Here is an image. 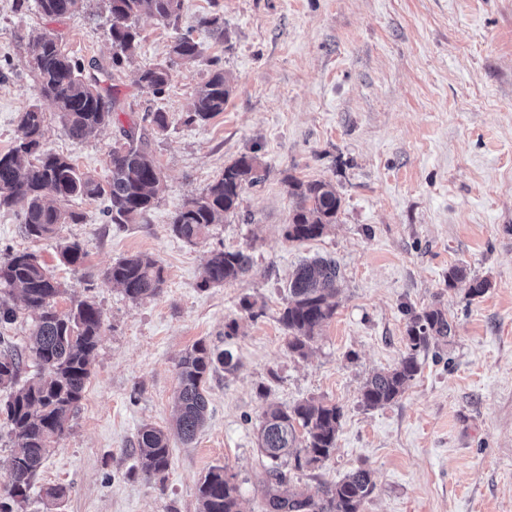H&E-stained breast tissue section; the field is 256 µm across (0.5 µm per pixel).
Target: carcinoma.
Here are the masks:
<instances>
[{
  "label": "carcinoma",
  "instance_id": "carcinoma-1",
  "mask_svg": "<svg viewBox=\"0 0 512 512\" xmlns=\"http://www.w3.org/2000/svg\"><path fill=\"white\" fill-rule=\"evenodd\" d=\"M41 14L61 19L75 11L81 0H36ZM112 25L109 37L115 52L112 65L121 66L134 53L139 32L134 20L148 14L162 21L179 20L184 0H109ZM201 46L190 35L176 38L171 55L179 61L197 59ZM30 64L39 94L50 99L69 137L74 141L112 123L115 100L85 76V67L62 52L59 38L44 32L28 42ZM171 73L169 65L158 64L143 70L139 83L158 96L165 93ZM233 88V78L222 70L194 93L186 121L206 122L224 111ZM44 112L36 105L21 113L15 146L0 154V207L21 205L24 233L32 238H51L61 224L75 223L79 214L61 206L72 198L107 196V217L113 224H135L154 205L162 176L147 141L124 132L125 143L112 147L109 175L105 182L77 170L71 160L42 148ZM257 157L242 155L209 185L206 191L188 200L175 214L171 232L178 239L196 244L224 214L239 206L245 183L258 180ZM297 202L288 224L286 238L306 241L322 236L336 223L341 200L332 183L313 181L293 184ZM86 253L78 242L65 244L61 260L68 265L83 263ZM251 257L242 251H214L208 259L201 287L209 288L239 279L250 271ZM106 279L119 286L133 301L156 296L163 284L158 261L146 254L118 259L106 272ZM339 270L336 261L313 258L299 265L288 286V302L281 322L288 331V349L301 357L317 331L336 313ZM450 281L469 282V294L482 295L489 282L471 278L464 267H454ZM20 292L33 328L30 351L43 376L11 394L0 413L6 414L9 434L16 451L11 461L9 501H0V512H19L27 491L49 453L50 443L67 428L78 409L89 379L91 357L97 348L103 325L100 308L92 300H82L63 313L55 308L62 285L51 276L38 258L16 252L0 262V292ZM453 327L440 309H430L412 319L408 329V351L398 365L374 374L361 390V402L377 408L396 401L419 372L418 354L431 342L452 335ZM235 368L228 351H216L205 342L196 343L178 363L177 416L175 431L191 442L208 415L206 384L218 368ZM20 371L19 355L10 349L0 354V386H14ZM341 409L321 400H308L284 410L263 411L258 450L269 461L292 456L295 467L319 462L336 448ZM304 431V451L296 450V428ZM140 469L147 475H162L170 467L168 433L145 425L134 443ZM375 490L371 473L364 469L326 487L319 498L283 494L267 488V512H362ZM200 512H240L238 487L224 467H213L198 487Z\"/></svg>",
  "mask_w": 512,
  "mask_h": 512
}]
</instances>
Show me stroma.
<instances>
[{
  "label": "stroma",
  "instance_id": "35a3bbf8",
  "mask_svg": "<svg viewBox=\"0 0 512 512\" xmlns=\"http://www.w3.org/2000/svg\"><path fill=\"white\" fill-rule=\"evenodd\" d=\"M220 16L222 33L205 18ZM109 0H83L45 18L35 0H0V152L15 143L31 105L46 114L42 145L97 179L124 131L146 136L164 190L136 224H112L105 202L75 198L78 223L49 239L22 234L20 206L0 208V259L34 254L64 291L58 311L90 298L103 327L78 411L54 443L22 512H198V487L214 466L238 487L240 512H265L267 462L257 432L268 405L315 399L340 407L336 448L321 462L283 464L293 490L370 470L375 490L363 512H512V0H184L178 22L136 19L140 43L120 67ZM56 34L65 52L99 64L116 98L109 126L72 141L28 64L31 34ZM191 33L202 54L172 62L175 39ZM171 67L154 96L142 70ZM235 82L223 112L187 122L196 88L215 70ZM169 115L156 132L144 117ZM244 154L261 163L236 212L191 245L170 224ZM331 181L341 198L322 237L285 236L294 183ZM79 242L81 265L64 264L62 243ZM215 250L253 259L237 280L202 287ZM158 260L164 284L141 302L105 278L117 259ZM323 256L340 269L338 306L306 357L288 349L280 317L289 279ZM466 266L487 279L472 297L448 272ZM254 302L245 310L244 302ZM0 336L28 355L32 320L18 297ZM438 308L455 333L419 356L402 396L370 409L360 390L406 350L413 315ZM233 336H226L228 325ZM231 351L237 367L208 381L209 414L192 443L171 437L165 474H144L138 430L173 425L179 359L198 341ZM65 487L50 503L45 488Z\"/></svg>",
  "mask_w": 512,
  "mask_h": 512
}]
</instances>
